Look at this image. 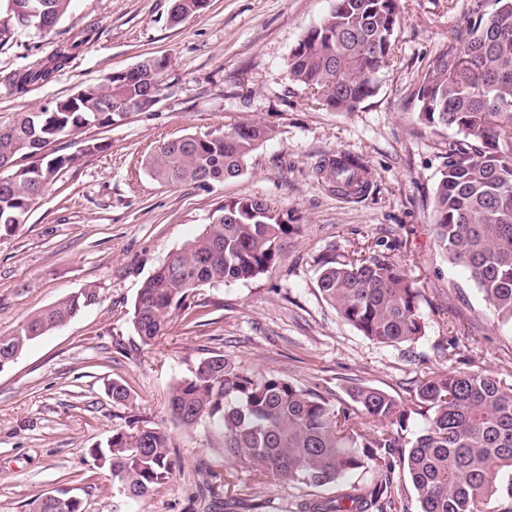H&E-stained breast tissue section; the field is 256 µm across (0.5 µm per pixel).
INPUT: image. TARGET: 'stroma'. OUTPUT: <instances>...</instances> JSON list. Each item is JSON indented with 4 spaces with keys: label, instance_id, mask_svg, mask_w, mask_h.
<instances>
[{
    "label": "stroma",
    "instance_id": "1",
    "mask_svg": "<svg viewBox=\"0 0 512 512\" xmlns=\"http://www.w3.org/2000/svg\"><path fill=\"white\" fill-rule=\"evenodd\" d=\"M473 0H400L394 51L375 96L350 112L327 109L289 81L288 57L331 0H209L204 12L172 25L171 0H72L46 36L13 26L0 0V82L69 44L87 25L97 37L52 81L23 94L0 91V126L62 100L147 58L168 62L165 89L148 112L66 137L53 148L75 156L13 236L0 240V335L82 289L95 305L43 336L0 370V512H29L42 495L78 497L83 512H296L297 489L251 472H227L207 424L179 426L168 410L172 383L203 358L221 354L242 368L319 385L333 403L364 384L407 397L415 380L438 371L512 370V327L499 324L470 281L438 250L432 200L454 130L420 125L413 92L437 50L465 27ZM256 120L273 130L245 173L210 187L153 180L142 161L159 141ZM103 144L86 155L85 141ZM346 152L362 159V197L331 192L316 168ZM264 198L299 219L281 242L276 266L248 281L204 286L195 327L174 318L143 344L130 319L142 283L166 255L196 237L224 202ZM377 248L404 264L422 292L427 325L416 346L384 347L343 322L316 287L315 258ZM456 346H449V339ZM125 384L143 425L168 432L181 467L145 499L118 502L112 477L90 448L126 429L108 383ZM216 476L200 496L203 474Z\"/></svg>",
    "mask_w": 512,
    "mask_h": 512
}]
</instances>
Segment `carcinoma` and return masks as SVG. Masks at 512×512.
<instances>
[{
	"label": "carcinoma",
	"mask_w": 512,
	"mask_h": 512,
	"mask_svg": "<svg viewBox=\"0 0 512 512\" xmlns=\"http://www.w3.org/2000/svg\"><path fill=\"white\" fill-rule=\"evenodd\" d=\"M44 2L39 32L48 34L71 0ZM207 4L172 0L171 21L179 24ZM400 19L399 0H332L326 16L292 49L289 80L321 92L331 110H354L375 95L376 78H367L368 70L387 64ZM95 35L89 27L50 57L14 72L8 91L22 94L48 83L73 50ZM166 69L163 59H145L129 77L110 75L73 98L22 112L0 127V163L13 164L0 179L1 239L26 223L34 199L74 162L54 152L36 159L34 151L91 127L112 125V102L162 92ZM414 96L419 123L462 135L448 142L435 189V243L450 263L466 269L498 322L512 325V111L494 106L512 102V0H490L485 8L477 0L465 29L436 52ZM271 136L269 126L245 121L228 133L216 129L164 141L144 165L159 182L210 186L240 177L249 155ZM363 172L364 165L348 157L332 158L319 168L345 195L366 192ZM295 222L260 197L216 208L203 231L170 253L142 284L131 318L135 333L149 345L177 313L189 315L201 287L269 272ZM316 286L339 318L377 344L414 345L425 336L421 290L384 252L352 258L329 249L316 260ZM97 299V291L86 288L31 314L11 334L0 336V356L21 355ZM108 395L118 408L131 402L129 389L118 381L109 384ZM349 397L350 402L336 406L312 387L242 369L216 354L171 385L169 409L186 429L202 422L213 427L230 477L258 470L270 481L293 487L336 490L326 512H387L410 491L417 512H512V372L503 377L437 373L416 381L405 399L356 385ZM413 414L426 422L409 436ZM169 448V435L156 425L119 430L90 455L112 475L115 496L138 500L180 468ZM369 471L375 474L371 484H347ZM31 512H82V507L66 496H44L32 501Z\"/></svg>",
	"instance_id": "obj_1"
}]
</instances>
